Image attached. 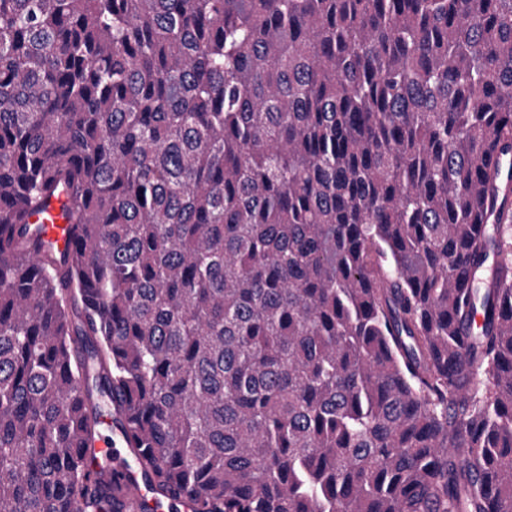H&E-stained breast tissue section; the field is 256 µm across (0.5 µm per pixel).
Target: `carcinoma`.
Here are the masks:
<instances>
[{
	"mask_svg": "<svg viewBox=\"0 0 512 512\" xmlns=\"http://www.w3.org/2000/svg\"><path fill=\"white\" fill-rule=\"evenodd\" d=\"M509 157L512 0H0V512H512ZM68 194L65 189L44 199L42 207L28 216L29 225L37 232L43 247L50 246L62 255L72 254L77 247L74 224L66 216ZM116 443V437L114 438L113 436L111 437L102 433L96 434V436L87 442V456L95 459V463L93 464L98 466L101 471L107 472L111 466L112 471L119 470L122 481L129 487L133 499L145 501L151 506L155 505L157 508L161 499L157 498L152 485L144 479L141 471L132 461L134 457L132 449L123 448L126 454L121 457L120 451L116 447ZM115 454H118L119 459H128L130 466L128 468L119 467V460H112V456L114 455L115 457Z\"/></svg>",
	"mask_w": 512,
	"mask_h": 512,
	"instance_id": "cac0c4a2",
	"label": "carcinoma"
}]
</instances>
